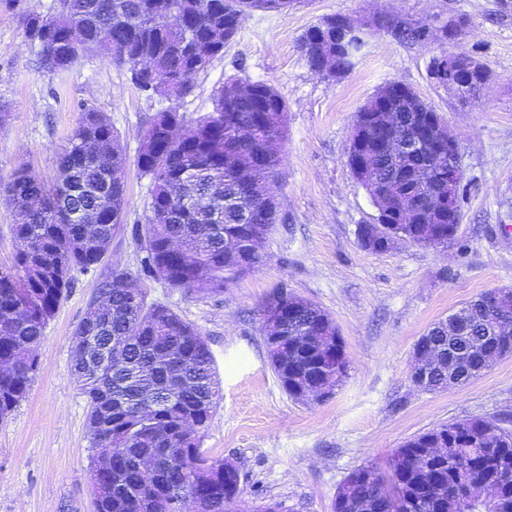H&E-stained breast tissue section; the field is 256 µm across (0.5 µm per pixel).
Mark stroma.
Returning <instances> with one entry per match:
<instances>
[{
  "label": "stroma",
  "instance_id": "1",
  "mask_svg": "<svg viewBox=\"0 0 512 512\" xmlns=\"http://www.w3.org/2000/svg\"><path fill=\"white\" fill-rule=\"evenodd\" d=\"M57 0L0 4V181L27 168L56 179V157L79 127L83 105L107 113L127 165L122 229L102 262L73 271V286L47 324L39 369L27 397L0 420V512H94L87 403L71 368L75 331L113 272L136 273L137 227L148 211L151 181L135 159L156 112L175 107L186 122L209 112L228 77L272 84L288 102L285 159L275 184L280 219L260 264L202 294L158 280L147 302L172 309L206 339L223 397L198 434L202 452L240 472L238 512L276 502L281 512H333L341 481L373 466L384 473L406 440L453 419L499 421L512 430V355L465 386L441 392L410 378L417 339L480 293L512 289V6L502 0H302L281 12H249L224 54L194 79L191 94L151 98L125 67L97 54L69 71H48L24 35L26 12L53 14ZM389 15L428 26L427 42L372 27ZM340 16L364 34L347 72H312L300 49L307 29ZM467 22L457 39L439 31ZM442 52L483 63L488 80L464 100L429 77ZM412 88L441 115L456 139L463 179L461 223L439 247L398 244L373 253L358 228L377 211L346 161L359 108L390 82ZM280 289L308 299L334 320L348 375L320 400H294L268 363L262 307Z\"/></svg>",
  "mask_w": 512,
  "mask_h": 512
}]
</instances>
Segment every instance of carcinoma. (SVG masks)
Masks as SVG:
<instances>
[{"instance_id":"carcinoma-1","label":"carcinoma","mask_w":512,"mask_h":512,"mask_svg":"<svg viewBox=\"0 0 512 512\" xmlns=\"http://www.w3.org/2000/svg\"><path fill=\"white\" fill-rule=\"evenodd\" d=\"M296 0H58L52 16L29 14L25 36L39 47L41 65L69 70L81 57L99 54L128 68L149 96L180 99L195 76L224 54L245 14L282 11ZM80 23L83 40L70 44L68 29ZM406 40L424 41L425 27L386 25ZM323 24L306 31L301 49L309 69L332 77L349 70L365 42L323 70L319 40ZM420 96L411 88L393 104L404 118L391 127L389 144L373 151L365 188H384L395 200L416 204L448 194V154L424 137L415 121ZM84 119L57 158L56 181L47 186L27 169L0 185V197L17 213L12 266L0 270V418L26 397L37 372L44 329L72 287L71 272L102 261L127 207V160L104 112L83 108ZM288 103L270 84L227 78L212 110L194 125L174 109L156 113L136 157L151 180L152 194L136 273L115 272L101 291L105 304L87 317L76 335L96 337L91 358L112 353L99 373L82 355L72 375L86 397L92 444L110 449L109 462L93 467L96 512H235L240 474L224 473V460L198 448L221 392L205 339L169 307L147 304L143 281L160 279L174 288L221 292L234 276L262 262L260 244L277 221L273 177L282 165ZM422 139L418 152L402 148ZM250 236L248 250L236 241ZM500 310L507 323H493L477 305L455 312L454 327L437 333L454 357L452 368L483 370L493 350L512 351V289ZM273 343L264 337L270 367L283 391L298 399L314 381L332 392L347 369L336 349L333 320L312 302L280 292L265 306ZM443 441L453 465L428 456ZM360 467L338 487L333 512H512V433L491 421L461 419L407 440L395 451L385 477ZM490 482V496L462 511L454 493L466 484Z\"/></svg>"}]
</instances>
